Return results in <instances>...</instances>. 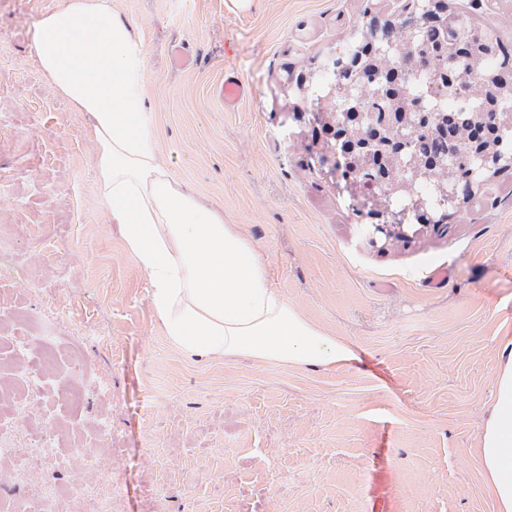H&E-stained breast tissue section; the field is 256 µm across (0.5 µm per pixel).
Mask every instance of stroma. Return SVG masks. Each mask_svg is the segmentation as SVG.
<instances>
[{"label":"stroma","mask_w":512,"mask_h":512,"mask_svg":"<svg viewBox=\"0 0 512 512\" xmlns=\"http://www.w3.org/2000/svg\"><path fill=\"white\" fill-rule=\"evenodd\" d=\"M64 2L0 0V313L43 316L86 372L81 408L63 370L30 409L47 432L81 424L79 439L47 457L16 432L35 484L66 489L54 512H96L69 489L103 474L122 488L116 512H497L479 439L498 338L512 332V171H487L439 227L381 250L366 208L316 160L323 64L399 24L395 0H115L143 38L172 176L239 225L270 286L356 355L306 370L195 362L165 340L108 220L87 117L36 66V23ZM447 2L472 29L512 38V0ZM177 43L194 68L172 66ZM228 73L249 89L232 112L217 95Z\"/></svg>","instance_id":"1"}]
</instances>
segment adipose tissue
<instances>
[{"label":"adipose tissue","instance_id":"obj_1","mask_svg":"<svg viewBox=\"0 0 512 512\" xmlns=\"http://www.w3.org/2000/svg\"><path fill=\"white\" fill-rule=\"evenodd\" d=\"M33 44L44 79L73 111L90 116L109 221L147 276L152 311L178 353L297 369L352 361L349 345L269 287L265 265L237 225L170 176L147 120V52L112 0H67L43 13ZM481 456L498 512H512V336L500 340Z\"/></svg>","mask_w":512,"mask_h":512}]
</instances>
